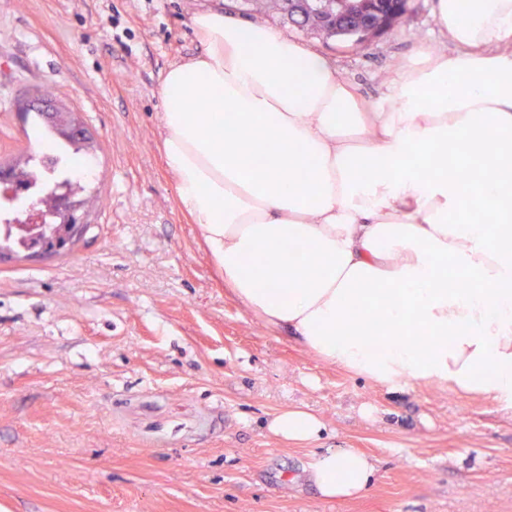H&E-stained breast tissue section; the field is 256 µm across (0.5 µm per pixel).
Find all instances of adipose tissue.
I'll return each mask as SVG.
<instances>
[{"label": "adipose tissue", "mask_w": 512, "mask_h": 512, "mask_svg": "<svg viewBox=\"0 0 512 512\" xmlns=\"http://www.w3.org/2000/svg\"><path fill=\"white\" fill-rule=\"evenodd\" d=\"M438 20L456 52L423 49L426 66L379 110L319 51L199 11L202 54L161 83V145L225 287L264 326L377 382L511 397L512 0H439ZM199 97L211 111H189ZM256 141L262 183L247 160ZM476 165L482 179H461ZM377 317L392 337L379 350L365 337ZM270 429L310 442L323 423L289 409ZM375 473L366 454L330 448L307 479L343 500Z\"/></svg>", "instance_id": "obj_1"}]
</instances>
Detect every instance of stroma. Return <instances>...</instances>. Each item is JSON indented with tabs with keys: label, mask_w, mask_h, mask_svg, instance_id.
I'll use <instances>...</instances> for the list:
<instances>
[{
	"label": "stroma",
	"mask_w": 512,
	"mask_h": 512,
	"mask_svg": "<svg viewBox=\"0 0 512 512\" xmlns=\"http://www.w3.org/2000/svg\"><path fill=\"white\" fill-rule=\"evenodd\" d=\"M208 0H0V162L28 147L15 103L52 83L95 136L93 240L0 263V512H512V399L386 386L260 324L224 286L162 152L163 76L198 56ZM355 48L253 0L225 9L331 58L385 103L421 48L448 54L437 0ZM301 408L309 443L269 430ZM322 448L377 464L358 496L305 479Z\"/></svg>",
	"instance_id": "obj_1"
}]
</instances>
